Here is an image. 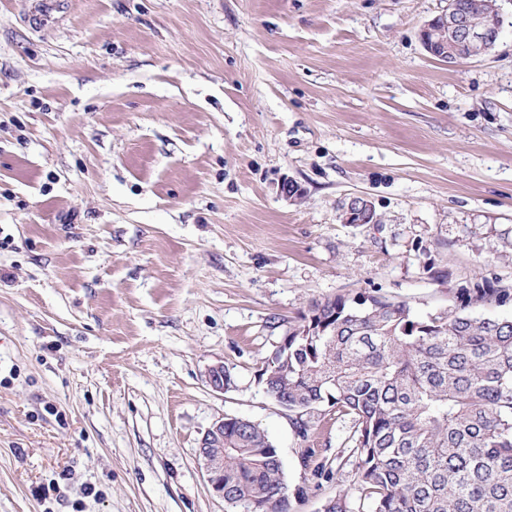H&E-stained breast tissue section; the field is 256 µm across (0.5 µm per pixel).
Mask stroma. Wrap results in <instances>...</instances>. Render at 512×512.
Instances as JSON below:
<instances>
[{
	"mask_svg": "<svg viewBox=\"0 0 512 512\" xmlns=\"http://www.w3.org/2000/svg\"><path fill=\"white\" fill-rule=\"evenodd\" d=\"M41 2L0 0V512H235L198 458L223 416L293 512L358 499L352 422L302 441L257 372L313 301L512 283V0L453 65L419 36L448 0ZM353 195L379 223H342ZM224 380L228 387L236 385V376L229 367L224 365V362H218L211 365L206 374V383L217 393H224L228 387L224 386Z\"/></svg>",
	"mask_w": 512,
	"mask_h": 512,
	"instance_id": "35a3bbf8",
	"label": "stroma"
}]
</instances>
